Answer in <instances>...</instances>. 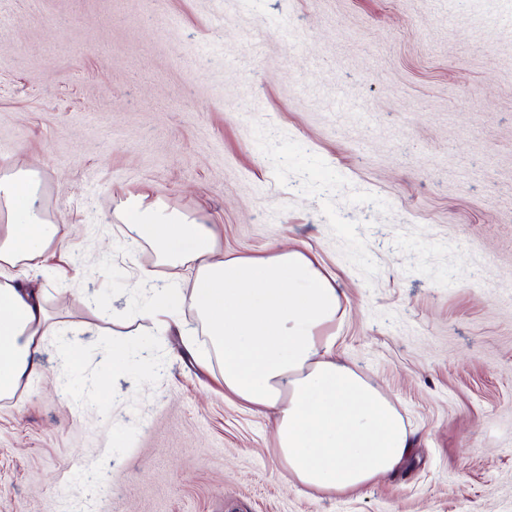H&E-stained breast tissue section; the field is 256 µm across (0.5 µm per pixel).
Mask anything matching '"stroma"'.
Returning a JSON list of instances; mask_svg holds the SVG:
<instances>
[{
	"mask_svg": "<svg viewBox=\"0 0 512 512\" xmlns=\"http://www.w3.org/2000/svg\"><path fill=\"white\" fill-rule=\"evenodd\" d=\"M0 176L38 170L46 281L97 406L56 370L0 400V512H512V0H7ZM144 193L225 252L289 243L345 294L337 352L413 434L394 473L304 492L270 414L225 400L202 336L158 335ZM127 360L121 351L112 354L111 360L105 365L104 370L95 376L91 381L92 395L98 404L106 405L109 400L108 390L106 388L107 380L122 378L127 375Z\"/></svg>",
	"mask_w": 512,
	"mask_h": 512,
	"instance_id": "obj_1",
	"label": "stroma"
}]
</instances>
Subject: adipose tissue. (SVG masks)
Instances as JSON below:
<instances>
[{
	"label": "adipose tissue",
	"mask_w": 512,
	"mask_h": 512,
	"mask_svg": "<svg viewBox=\"0 0 512 512\" xmlns=\"http://www.w3.org/2000/svg\"><path fill=\"white\" fill-rule=\"evenodd\" d=\"M122 220L153 243L170 273L143 314L181 328L171 308L193 309L222 361L225 397L273 415L274 451L309 492L345 495L394 472L414 442L392 400L336 352L343 293L315 257L284 246L257 257L221 254L208 218L129 195ZM59 228L49 221L36 171L0 177V398L40 373L49 334L42 277ZM37 279H27V272Z\"/></svg>",
	"instance_id": "1"
}]
</instances>
